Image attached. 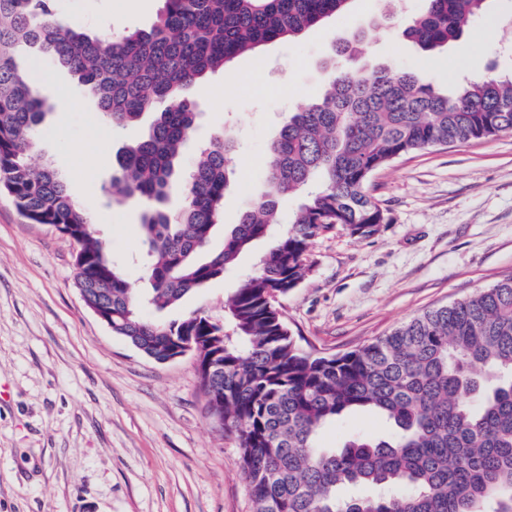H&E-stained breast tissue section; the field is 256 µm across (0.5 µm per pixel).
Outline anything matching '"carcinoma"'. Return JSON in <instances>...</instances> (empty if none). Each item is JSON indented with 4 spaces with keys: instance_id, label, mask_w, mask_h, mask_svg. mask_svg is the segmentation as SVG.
Returning <instances> with one entry per match:
<instances>
[{
    "instance_id": "obj_1",
    "label": "carcinoma",
    "mask_w": 512,
    "mask_h": 512,
    "mask_svg": "<svg viewBox=\"0 0 512 512\" xmlns=\"http://www.w3.org/2000/svg\"><path fill=\"white\" fill-rule=\"evenodd\" d=\"M348 2L164 0L150 29L112 40L69 24L56 0H0V190L32 222L61 224L74 239L76 286L108 303L113 334L158 361L186 341L199 347L201 389L214 390L210 407L237 440L253 512H512V277L333 356L301 349L275 305L305 278L320 233L379 231L386 216L367 190L377 171L429 147L512 133V76L475 79L449 95L390 66L329 71L321 100L277 131L264 190L215 251L234 140L215 136L183 177L197 122L191 89L240 55L299 38ZM427 2L404 35L433 54L491 0ZM18 46L67 70L117 128L153 113L116 154L106 189L114 203L142 206L146 294L131 290L58 172L29 163L48 108L36 88L39 65L21 69ZM173 195L182 198L176 211ZM291 195L300 197L291 224L225 297L224 322L143 316L145 306L161 313L223 277L270 237ZM363 411L393 432L318 444L324 427Z\"/></svg>"
}]
</instances>
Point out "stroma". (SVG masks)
<instances>
[{"mask_svg":"<svg viewBox=\"0 0 512 512\" xmlns=\"http://www.w3.org/2000/svg\"><path fill=\"white\" fill-rule=\"evenodd\" d=\"M163 0H58L63 19L101 37L147 29ZM426 0H351L297 40L273 41L235 58L242 88L215 98L223 72L198 83L196 141L218 130L240 145L224 224L264 184L261 159L289 115L318 101L327 71L341 66L339 41L361 35L356 67L414 71L443 91L493 74L512 75V0H496L464 35L432 56L403 30ZM54 106L31 154L51 164L89 214L137 293L148 286L139 242L141 210L109 203L116 152L135 138L97 111L65 69L38 85ZM369 191L387 220L358 239L337 227L309 248L311 271L277 307L297 342L318 356L364 346L424 311L512 276V133L430 147L375 173ZM268 247L257 242L234 272L169 309L224 319V297L253 272ZM77 246L30 221L0 191V512H252L239 450L207 408L195 354L155 361L113 335L76 286ZM361 412L324 429L319 443L389 432Z\"/></svg>","mask_w":512,"mask_h":512,"instance_id":"35a3bbf8","label":"stroma"}]
</instances>
